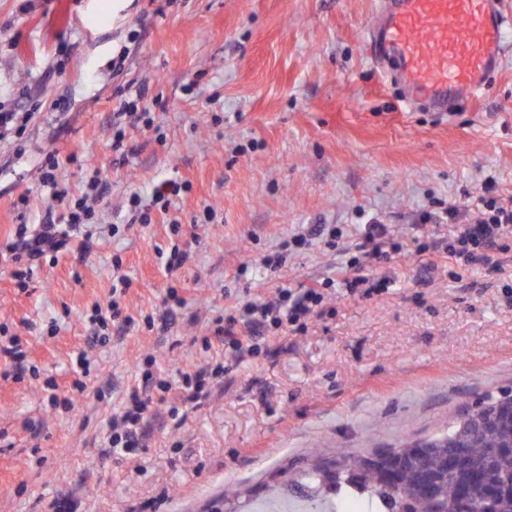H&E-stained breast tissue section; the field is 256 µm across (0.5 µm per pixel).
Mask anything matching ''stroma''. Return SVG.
<instances>
[{
    "instance_id": "35a3bbf8",
    "label": "stroma",
    "mask_w": 512,
    "mask_h": 512,
    "mask_svg": "<svg viewBox=\"0 0 512 512\" xmlns=\"http://www.w3.org/2000/svg\"><path fill=\"white\" fill-rule=\"evenodd\" d=\"M58 2L0 0V108L27 114L23 135L0 139V239L46 211L63 213L40 183L53 151L70 193L82 174L69 155L102 169L99 210L119 233L97 241L84 263L65 254L35 269L27 292L0 274V322L27 340L40 370L0 379V430L11 442L0 447V512H46L67 493L81 512H253L275 488L303 495L300 476L316 461L430 438L463 405L512 391V262L455 279L443 257L424 284L413 228L432 203L475 196L485 177L512 195V51L479 96L439 116L409 106L374 63L366 29L380 0H70L62 24ZM122 88L144 89L154 114L153 128L127 127L137 153L124 161L112 149ZM167 179L190 189L153 224L130 223L125 197L150 201ZM208 206L216 223L194 224ZM364 213L402 246L376 269L392 281L387 292L337 294L287 351L241 363L179 429L157 430L140 466L103 455L136 357L155 355L160 370L176 373L203 359L193 340L225 308L281 284L341 279L347 254L320 244L276 273L259 259L306 224L352 233ZM172 216L192 251L175 279L157 257ZM116 258L133 281L126 304L137 323L91 349L78 316L109 297ZM170 284L186 305L174 343L162 344L139 318L162 313ZM53 320L58 336L42 338ZM86 348L98 371L79 393L70 368ZM47 377L73 412L48 407ZM26 420L42 424L39 445Z\"/></svg>"
}]
</instances>
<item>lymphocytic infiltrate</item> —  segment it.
Returning a JSON list of instances; mask_svg holds the SVG:
<instances>
[{"label":"lymphocytic infiltrate","mask_w":512,"mask_h":512,"mask_svg":"<svg viewBox=\"0 0 512 512\" xmlns=\"http://www.w3.org/2000/svg\"><path fill=\"white\" fill-rule=\"evenodd\" d=\"M187 188L184 182L164 181L154 186L151 205H143L140 195L133 193L127 198V206L134 220L148 224L153 211L169 213L174 197ZM107 191L101 170L92 169L79 195L72 198L67 213L59 217L45 213L33 229L25 224L16 225L6 241L0 242V259L4 260L5 270L16 287L27 288L34 266L44 258H54L66 251L75 235L92 242L93 228L98 221L97 207ZM444 219L455 224L456 230L444 242L427 244L426 250L432 258L424 265L426 271L437 269L436 258L442 254L463 267L480 264L493 270L500 268L508 252L505 241L512 236V196L498 195L495 180H487L481 193L471 201L448 205L439 213L425 211L419 216L424 224ZM357 249L358 257L348 264L355 275L344 278L342 284L348 294L370 298L380 294L388 284L387 277L372 275V268L398 252L399 246L387 226L373 219L362 229ZM121 268V261L113 262L116 287L105 305L93 306L82 315L91 328L93 345L109 341L111 324L124 329L133 323L123 302L133 283L122 274ZM332 287L329 279L296 288L279 286L272 294L239 303L230 314L216 318L213 332L203 337L202 346L207 349L212 343H220L234 361H243L258 354L265 347L267 337L304 333L308 322L323 314ZM225 357L209 358L173 378L158 371L153 356L141 355L135 364L137 383L112 413L106 450L137 457L140 449L148 447L156 428L176 419L177 413L168 408V401H179L192 410L201 407L229 372Z\"/></svg>","instance_id":"1"}]
</instances>
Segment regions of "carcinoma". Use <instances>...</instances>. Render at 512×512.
<instances>
[{
  "label": "carcinoma",
  "mask_w": 512,
  "mask_h": 512,
  "mask_svg": "<svg viewBox=\"0 0 512 512\" xmlns=\"http://www.w3.org/2000/svg\"><path fill=\"white\" fill-rule=\"evenodd\" d=\"M308 478L352 486L387 512H512V393L488 395L426 440L316 465Z\"/></svg>",
  "instance_id": "obj_1"
}]
</instances>
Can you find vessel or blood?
I'll use <instances>...</instances> for the list:
<instances>
[{
	"label": "vessel or blood",
	"mask_w": 512,
	"mask_h": 512,
	"mask_svg": "<svg viewBox=\"0 0 512 512\" xmlns=\"http://www.w3.org/2000/svg\"><path fill=\"white\" fill-rule=\"evenodd\" d=\"M501 0H389L368 30L380 62L398 66L412 99L445 108L474 98L500 68L512 15Z\"/></svg>",
	"instance_id": "vessel-or-blood-1"
}]
</instances>
